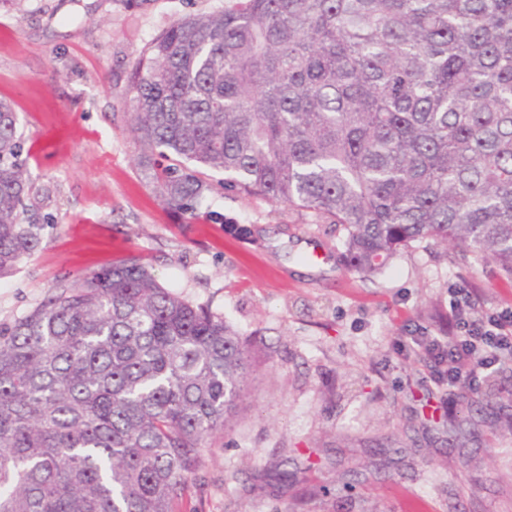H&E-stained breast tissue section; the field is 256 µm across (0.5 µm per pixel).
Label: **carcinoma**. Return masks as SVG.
Here are the masks:
<instances>
[{
	"label": "carcinoma",
	"instance_id": "cac0c4a2",
	"mask_svg": "<svg viewBox=\"0 0 512 512\" xmlns=\"http://www.w3.org/2000/svg\"><path fill=\"white\" fill-rule=\"evenodd\" d=\"M155 191L205 176L311 211L374 273L433 240L512 280V0H224L173 23L128 77ZM0 101V277L41 244ZM251 357L136 257L59 279L0 325V512H179Z\"/></svg>",
	"mask_w": 512,
	"mask_h": 512
}]
</instances>
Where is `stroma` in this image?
<instances>
[{"label": "stroma", "mask_w": 512, "mask_h": 512, "mask_svg": "<svg viewBox=\"0 0 512 512\" xmlns=\"http://www.w3.org/2000/svg\"><path fill=\"white\" fill-rule=\"evenodd\" d=\"M224 0H0V100L20 119L42 244L0 279V325L58 279L136 256L251 349L248 392L182 512H512V373L438 383L400 343L441 333L452 289L512 307L493 262L427 242L381 271L347 264L325 218L206 190L196 214L153 190L128 74L172 23ZM318 247L326 264L308 265Z\"/></svg>", "instance_id": "35a3bbf8"}]
</instances>
